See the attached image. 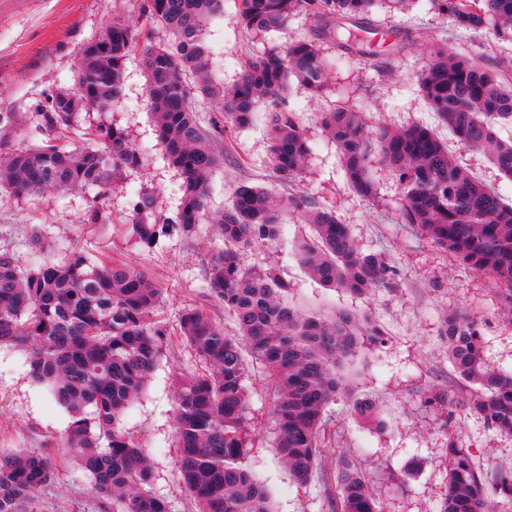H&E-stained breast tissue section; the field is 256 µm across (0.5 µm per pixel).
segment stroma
Wrapping results in <instances>:
<instances>
[{"label": "stroma", "mask_w": 512, "mask_h": 512, "mask_svg": "<svg viewBox=\"0 0 512 512\" xmlns=\"http://www.w3.org/2000/svg\"><path fill=\"white\" fill-rule=\"evenodd\" d=\"M142 2L0 0V139L6 149L41 144L45 133L37 114L51 96L76 91L79 49L98 38L113 17L137 16ZM238 5V0H224L222 14L206 28V40L214 51L212 80L227 86L235 83L248 56L285 49L289 42L311 38L315 32L312 18L298 13L289 17L281 32L254 38L239 22ZM371 22L385 31H399V43L374 41L376 59L361 56L340 63L319 97H310L295 85L286 94L287 107L312 147L293 183L282 184L268 163L265 123L223 133L213 143L224 161L210 178V211L224 209L236 186L243 183L265 187L279 197L300 196L334 211L363 251L384 254L396 271L392 287L367 295L320 287L292 255L293 242L305 233L299 215L292 212L278 243L244 253L246 267L277 264L301 307L366 316L381 331L379 340L362 344L344 367L349 393L328 408L322 467L305 485L298 484L280 460L272 388L264 367L248 361L252 430L248 461L269 487L275 512H336L341 456L375 487L382 512H437L448 489L449 442L470 449L488 469L512 468V437L488 429L469 412L466 401L472 388L455 374L441 335L446 315L460 312L474 318L481 327L488 363L512 375V315L504 313L495 281L453 260L416 226L402 223V188L379 162L370 166L376 200L358 195L345 178L335 144L317 119L318 113L343 106L363 113L372 127L420 123L434 128L461 165L511 203L512 179L481 152L450 141L416 80L430 62L434 41L440 40L449 51L488 61L504 81L512 82V41L495 39L488 31L474 34L456 28L430 0H413L402 12L380 0ZM102 122L123 129L131 144L145 153L144 166L125 170L107 197L109 224H83L89 199L80 190H47L24 197L0 192V247L26 265L33 253L57 261L76 246L91 257L128 264L161 288L155 316L173 334L145 391L119 425L134 435L150 458V491L167 501L170 512H195L177 469L173 409L177 376L199 370L200 363L175 329L183 311L196 306L225 333L235 334L233 318L212 295L206 276L223 243L206 225L191 236L176 233L163 238L149 250L130 235L131 202L141 186L154 188L158 220L175 223L179 207V176L162 158L140 48H133L127 60L123 98L108 111L82 113L78 129L69 136L70 149H82L83 128ZM440 391L447 393V402L433 401V394ZM356 398L376 401V422L354 416L351 403ZM68 421L65 410L47 400L31 381L20 355L0 350V451L35 449L56 464L55 477L41 490L35 512H112L93 495L90 479L75 480L68 449L57 445Z\"/></svg>", "instance_id": "1"}]
</instances>
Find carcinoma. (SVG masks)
I'll return each mask as SVG.
<instances>
[{
	"mask_svg": "<svg viewBox=\"0 0 512 512\" xmlns=\"http://www.w3.org/2000/svg\"><path fill=\"white\" fill-rule=\"evenodd\" d=\"M376 3L240 0L238 17L243 29L264 39L282 30L292 14L304 12L347 58L370 45L361 32ZM432 4L459 29H490L497 39L512 41V0ZM223 5L224 0H146L136 22L112 19L80 50L77 92L56 95L37 113L46 139L4 155L0 189L17 197L46 189L91 191L83 223H108L104 200L111 181L123 169L141 166L143 153L121 129L105 123L86 129V146L78 152L61 140L77 126L87 99L96 101L99 112L122 99L127 59L138 44L162 157L179 173L181 197L173 226L155 218L153 188L138 190L131 220L136 243L151 249L175 228L186 235L196 232L206 215L212 172L220 164L213 136L225 128L250 127L262 106L269 163L282 182L295 181L311 146L284 105V94L293 80L310 95L320 94L332 63L314 40H295L284 50L250 58L231 87L213 83L205 30ZM158 27L168 33L164 42H155ZM189 72L203 79L192 84L185 79ZM418 88L458 144L484 152L512 178V139L495 131L498 125L512 126V90L496 72L437 47L418 77ZM200 96L210 99L219 114L210 131L193 109ZM319 122L335 142L346 180L358 195L376 197L369 174L375 155L403 187L402 223L417 226L454 259L492 277L512 312V203L464 169L426 125H382L371 131L361 113L342 107L319 113ZM287 210L298 213L310 229L295 241L293 254L320 286L368 294L395 279L384 255L362 251L335 213L310 207L300 197L284 200L266 188L242 184L224 211L211 216L224 248L208 265V282L232 315L237 335L224 334L194 307L179 321L181 334L204 364L200 372L179 376L174 393L178 470L197 512H274L269 489L247 462L246 357L267 370L280 459L298 483L306 484L324 455L327 408L348 392L343 365L360 344L380 335L365 317L303 312L277 268L245 267V251L283 237ZM161 293L144 273L118 261L98 263L81 250H70L58 263L35 260L22 267L12 251L0 249V348L21 353L31 380L67 411L62 444L75 455L78 470L92 478L94 494L112 504V512H169L166 500L146 489L152 469L143 450L118 425L166 351L169 328L154 316ZM443 336L455 372L474 385L470 412L488 428L512 436V376L487 364L477 321L452 313L444 319ZM352 409L360 420L377 419L372 399H357ZM54 475L53 460L40 451L1 453L0 512H32L37 493ZM337 484L340 512H380L367 478L344 457L338 458ZM489 489L512 499V469L489 473L468 449L449 443L448 491L438 512H493Z\"/></svg>",
	"mask_w": 512,
	"mask_h": 512,
	"instance_id": "carcinoma-1",
	"label": "carcinoma"
}]
</instances>
